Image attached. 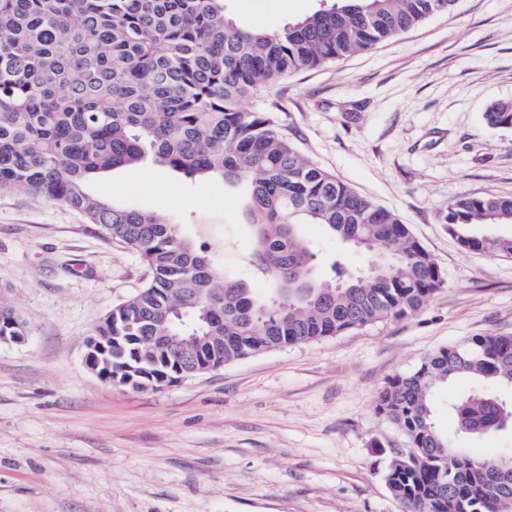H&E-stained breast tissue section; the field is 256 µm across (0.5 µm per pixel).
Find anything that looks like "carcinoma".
Returning <instances> with one entry per match:
<instances>
[{"label":"carcinoma","instance_id":"obj_1","mask_svg":"<svg viewBox=\"0 0 512 512\" xmlns=\"http://www.w3.org/2000/svg\"><path fill=\"white\" fill-rule=\"evenodd\" d=\"M456 0H335L279 31L239 29L222 0H0V191L25 189L79 211L137 253L147 283L103 317L126 371L112 384L164 377L178 359L154 357L138 336H221L224 363L417 313L442 273L391 210L306 158L273 113L243 100L286 78L367 51L454 8ZM491 128H512V101L490 104ZM188 179L247 190L257 228L251 262L269 291L221 272L203 247L154 215L92 195L88 182L147 159ZM444 223L466 251L512 258V197L458 198ZM303 224L378 258L357 272L336 259L317 275ZM171 309L163 323L151 309ZM212 314L203 316V307ZM475 385L448 400L457 434L512 431V336L484 334L429 353L392 376L375 410L405 435L384 481L404 512H494L512 477L488 484L480 459L436 424L435 390Z\"/></svg>","mask_w":512,"mask_h":512}]
</instances>
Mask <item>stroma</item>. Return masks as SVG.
<instances>
[{
  "mask_svg": "<svg viewBox=\"0 0 512 512\" xmlns=\"http://www.w3.org/2000/svg\"><path fill=\"white\" fill-rule=\"evenodd\" d=\"M331 0H224L240 28L279 30ZM305 157L395 212L445 283L413 316L257 354L160 390L107 385L85 342L148 268L83 215L0 192V302L28 339L0 344V512H403L383 479L403 433L375 410L394 374L484 333L512 335V259L464 251L442 221L460 196H512V0H458L376 48L248 98ZM102 199L152 212L252 280L243 189L152 162L96 179ZM316 271L346 254L306 224ZM484 120L491 128H512V101H497L490 104L485 113Z\"/></svg>",
  "mask_w": 512,
  "mask_h": 512,
  "instance_id": "1",
  "label": "stroma"
}]
</instances>
